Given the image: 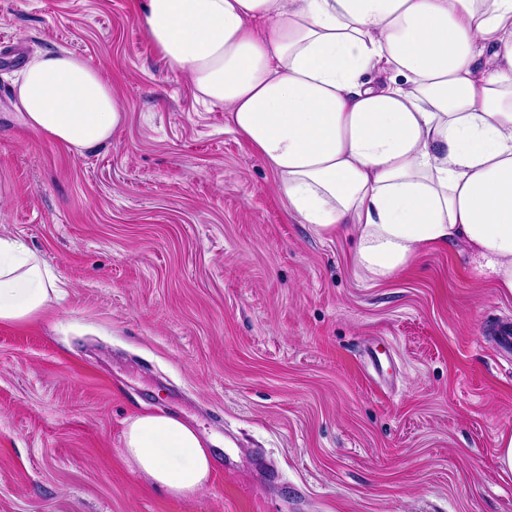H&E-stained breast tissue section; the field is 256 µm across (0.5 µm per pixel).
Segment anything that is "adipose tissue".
<instances>
[{
    "label": "adipose tissue",
    "instance_id": "obj_1",
    "mask_svg": "<svg viewBox=\"0 0 512 512\" xmlns=\"http://www.w3.org/2000/svg\"><path fill=\"white\" fill-rule=\"evenodd\" d=\"M139 23L298 223L358 236L366 277L454 247L512 294V0H144ZM15 95L28 128L79 152L122 120L99 68L65 51L34 55ZM57 288L0 238V321L37 317ZM123 455L175 497L210 482V448L176 416L132 418Z\"/></svg>",
    "mask_w": 512,
    "mask_h": 512
}]
</instances>
